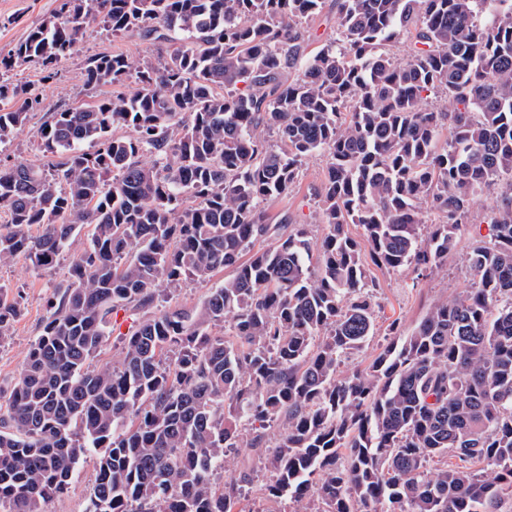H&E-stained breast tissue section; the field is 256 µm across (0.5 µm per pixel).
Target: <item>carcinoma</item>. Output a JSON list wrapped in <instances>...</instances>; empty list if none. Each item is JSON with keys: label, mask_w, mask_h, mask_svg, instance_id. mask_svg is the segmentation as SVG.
<instances>
[{"label": "carcinoma", "mask_w": 512, "mask_h": 512, "mask_svg": "<svg viewBox=\"0 0 512 512\" xmlns=\"http://www.w3.org/2000/svg\"><path fill=\"white\" fill-rule=\"evenodd\" d=\"M333 2L336 38L311 57L304 23L325 0H61L0 60L49 79L97 23L167 44L90 56L86 84L128 91L48 113L55 161L0 167V265L51 269L92 227L0 405V512H49L91 448L87 512H241L247 478L221 477L226 457L279 423L263 491L296 512H496L512 497V0ZM405 33L406 58L382 51ZM41 103L0 82V144ZM316 152L314 245L261 203ZM496 189L474 287L408 333L391 322L372 363L339 376L376 333L365 258L425 275ZM224 268L200 310L152 311ZM117 307L143 316L121 359L92 368ZM19 311L0 284V340ZM226 322L230 339L213 332Z\"/></svg>", "instance_id": "obj_1"}]
</instances>
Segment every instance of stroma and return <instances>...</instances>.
<instances>
[{
  "mask_svg": "<svg viewBox=\"0 0 512 512\" xmlns=\"http://www.w3.org/2000/svg\"><path fill=\"white\" fill-rule=\"evenodd\" d=\"M60 3L61 0H0V58L8 56L29 29L54 13ZM103 50L139 59L157 54L159 47L151 38L135 31L115 37L92 26L87 29L77 51L58 65L53 78H43L34 66L0 71V81L29 84L42 99L40 109L31 114L27 124L14 133L9 144L0 146L1 160L44 162L37 137L44 113L116 93V86L90 88L83 82L86 59ZM326 162V157L320 153L305 159L299 178L288 195L266 202L265 209L272 219L289 215L294 223L308 225L314 237H321L323 227L317 221V194ZM499 201L500 195L495 191L475 198L467 224L461 225L457 232L455 251L446 263L427 277L415 278L409 269L392 271L367 264L369 279L379 285L377 315L381 330L369 339L361 352L344 359L339 367L340 374L370 364L386 343L383 329L389 323L395 321L403 330H411L434 304L472 286L473 280L466 267L467 253L475 232L488 231L485 215ZM70 261V254L66 253L52 269L37 270L28 259L20 256L0 266V283L10 287L21 309L9 336L0 341V393H10L27 352L48 315L46 301L51 287L64 278ZM95 457L92 451L83 456L67 489L52 501L50 512H86L96 476ZM228 468L233 475L246 473L250 476L241 502L245 512H294L295 505L290 500L272 503L263 494V486L270 476L267 448L243 449L230 460Z\"/></svg>",
  "mask_w": 512,
  "mask_h": 512,
  "instance_id": "1",
  "label": "stroma"
}]
</instances>
